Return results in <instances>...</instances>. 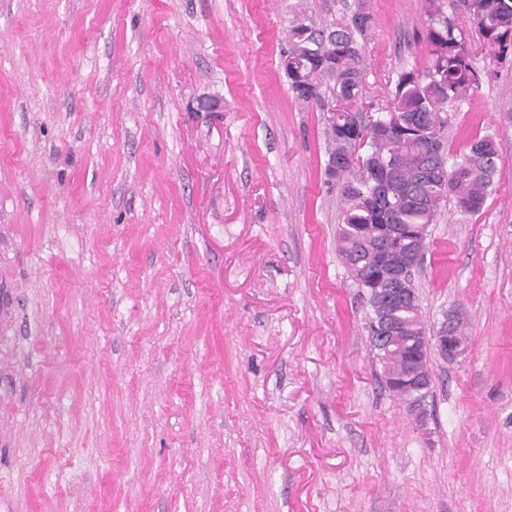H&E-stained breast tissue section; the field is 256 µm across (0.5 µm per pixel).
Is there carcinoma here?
Returning a JSON list of instances; mask_svg holds the SVG:
<instances>
[{
    "instance_id": "carcinoma-1",
    "label": "carcinoma",
    "mask_w": 512,
    "mask_h": 512,
    "mask_svg": "<svg viewBox=\"0 0 512 512\" xmlns=\"http://www.w3.org/2000/svg\"><path fill=\"white\" fill-rule=\"evenodd\" d=\"M448 7L464 8L496 62L512 61V0H448ZM427 17L430 64L422 71L397 73L387 104L379 108L398 117L388 125L364 124L352 110L362 93V41L373 25L365 0H356L350 22L334 30L294 12L288 47L280 58L297 99L318 103L324 88L336 102V119L326 137L327 162H336L333 187L344 203L337 251L367 299L370 328L378 312V289L389 286L395 271L405 272L403 287H414L409 269L413 258L424 257L428 248V239L414 230L435 223L450 199L463 212L480 211L498 169L499 151L490 135L471 138L449 158L444 135L448 112L461 109L481 87L487 70L442 7ZM449 315L458 340L467 343L466 313L455 308ZM392 319L398 335L410 340V355L388 354L374 342L370 346L387 388L409 409L433 397L431 386L414 390L403 382L410 362L429 372L431 351L423 340L427 325L417 304L398 310Z\"/></svg>"
}]
</instances>
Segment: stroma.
I'll use <instances>...</instances> for the list:
<instances>
[{
	"instance_id": "1",
	"label": "stroma",
	"mask_w": 512,
	"mask_h": 512,
	"mask_svg": "<svg viewBox=\"0 0 512 512\" xmlns=\"http://www.w3.org/2000/svg\"><path fill=\"white\" fill-rule=\"evenodd\" d=\"M367 2L373 111L430 53L425 0ZM353 3L0 0V512H512V66L445 131L500 160L415 275L428 327L469 320L425 434L336 252L329 114L278 65L294 5Z\"/></svg>"
}]
</instances>
